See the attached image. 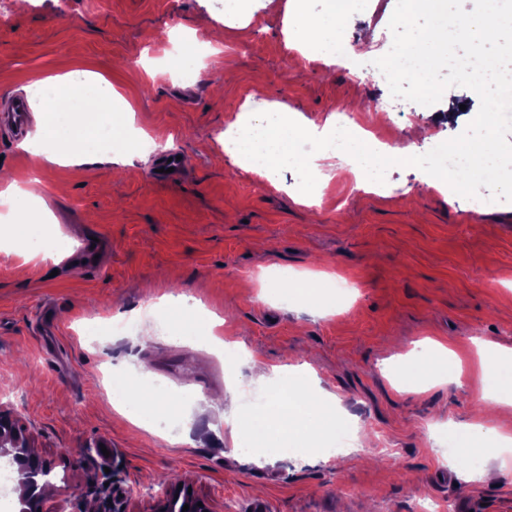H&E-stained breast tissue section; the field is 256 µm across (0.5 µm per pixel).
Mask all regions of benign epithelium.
<instances>
[{"label":"benign epithelium","mask_w":512,"mask_h":512,"mask_svg":"<svg viewBox=\"0 0 512 512\" xmlns=\"http://www.w3.org/2000/svg\"><path fill=\"white\" fill-rule=\"evenodd\" d=\"M8 456L16 464L17 483L21 489L19 512H67L68 501L52 506L50 499L38 490L37 478L41 473L52 470L55 460L39 454L35 450L32 432L23 421L15 404L0 397V457ZM202 506H197V503ZM216 512L213 502L191 488V484L179 482L159 486L153 494V504L149 512Z\"/></svg>","instance_id":"obj_1"}]
</instances>
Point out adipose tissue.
Wrapping results in <instances>:
<instances>
[{
    "mask_svg": "<svg viewBox=\"0 0 512 512\" xmlns=\"http://www.w3.org/2000/svg\"><path fill=\"white\" fill-rule=\"evenodd\" d=\"M359 0H327L324 12L294 16L292 26L296 38L311 39L317 57L325 66H334L342 55L339 31L342 21L356 9ZM32 85L39 97L43 117L32 140L23 143L25 151L35 152L48 163L90 164L94 157L88 147L90 137L111 130L114 154L123 158L132 155L134 134L130 107L110 113L109 103L117 96L112 86L91 74L72 71L57 76L34 75ZM230 137L223 143L225 154L244 162L264 178L290 164L299 141L307 140L301 123L288 115L282 106L264 103L252 108L248 122H235ZM328 141L309 142V151L336 167L354 161L360 166L356 174L359 188H367L370 174L384 165L381 151H368V134L336 125L328 127ZM423 355L411 353L392 355L401 372V388L416 389L433 386L448 377V364L454 361L452 351L437 342H428ZM481 359L496 355L497 363L489 372L482 390L483 397L498 403L512 402V350L503 351L490 342L478 345ZM274 375L287 380L288 388L272 394L261 406L243 409L233 407L232 418L239 442L252 450L280 448L294 457L320 454L324 432L335 429L336 419L321 399L311 397L308 376L299 370L282 366ZM116 395L113 406L131 423L145 431H153L155 417L169 414L173 403L164 393L141 394L124 379L113 382Z\"/></svg>",
    "mask_w": 512,
    "mask_h": 512,
    "instance_id": "1",
    "label": "adipose tissue"
}]
</instances>
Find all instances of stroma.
Listing matches in <instances>:
<instances>
[{
    "label": "stroma",
    "mask_w": 512,
    "mask_h": 512,
    "mask_svg": "<svg viewBox=\"0 0 512 512\" xmlns=\"http://www.w3.org/2000/svg\"><path fill=\"white\" fill-rule=\"evenodd\" d=\"M0 106L27 104L26 133L39 114L29 84L72 70L102 75L134 109V125L162 153L90 165L42 163L0 125V174L42 182L49 222L72 251L24 262L0 250V394L34 430L37 449L57 458L54 487H68L81 512H135L148 489L189 481L220 512H414L434 501L455 512H512V446L449 459V424L512 423V407L479 397L484 369L476 344L512 348V202L483 208L451 188L435 190L413 166H393L388 192L356 188L346 173L299 169L269 183L222 160L220 137L241 103L274 102L320 129L332 110L356 114L393 145L423 154L466 130L480 99L449 87L434 109L392 97L374 59L391 48L396 0H361L333 67L303 62L288 41L289 0H255L248 26L224 18V0H0ZM193 39L202 49L196 80H152L141 59L161 58ZM221 42L222 54H206ZM232 61L233 79L224 63ZM184 157L178 179L156 174L162 154ZM104 239L98 257L83 252ZM324 270L354 288L342 304L265 293L269 267ZM194 297L224 320L223 337L241 357L181 339L148 309L166 295ZM132 320L134 337L106 324ZM425 338L464 356L459 376L403 391L381 363ZM314 376L336 405L347 450L300 458L235 453L232 424L214 395L230 381L260 392L254 362ZM148 372L186 422L177 433L134 427L112 406L113 375ZM496 469V481L477 473Z\"/></svg>",
    "instance_id": "35a3bbf8"
}]
</instances>
